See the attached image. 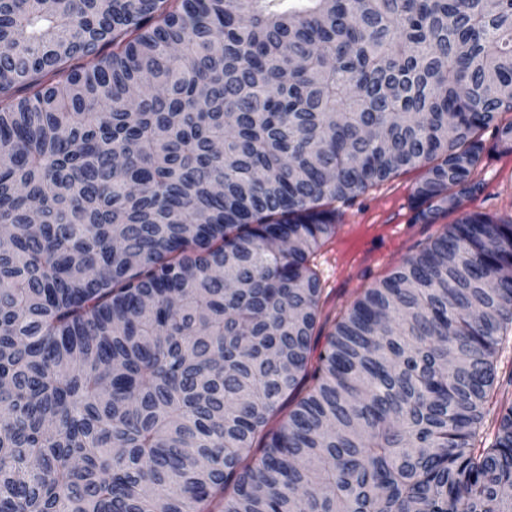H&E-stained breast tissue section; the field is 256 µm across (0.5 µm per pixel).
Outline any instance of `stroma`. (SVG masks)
<instances>
[{
  "label": "stroma",
  "instance_id": "1",
  "mask_svg": "<svg viewBox=\"0 0 512 512\" xmlns=\"http://www.w3.org/2000/svg\"><path fill=\"white\" fill-rule=\"evenodd\" d=\"M421 175L417 169L391 181L389 189L404 195L402 205H395L388 196L389 189H383L366 192L347 208L349 224L320 260V271L333 292V301L327 306L330 313H338L434 233V226L413 221L409 197ZM481 177L484 191L464 198L462 211L491 216L512 213V153L496 151L484 158ZM393 215L401 224L396 236L382 229Z\"/></svg>",
  "mask_w": 512,
  "mask_h": 512
}]
</instances>
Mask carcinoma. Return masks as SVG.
Listing matches in <instances>:
<instances>
[{
  "mask_svg": "<svg viewBox=\"0 0 512 512\" xmlns=\"http://www.w3.org/2000/svg\"><path fill=\"white\" fill-rule=\"evenodd\" d=\"M511 112L512 0H0V512H512V215L322 345L317 262L402 172L420 224L482 192Z\"/></svg>",
  "mask_w": 512,
  "mask_h": 512,
  "instance_id": "obj_1",
  "label": "carcinoma"
}]
</instances>
